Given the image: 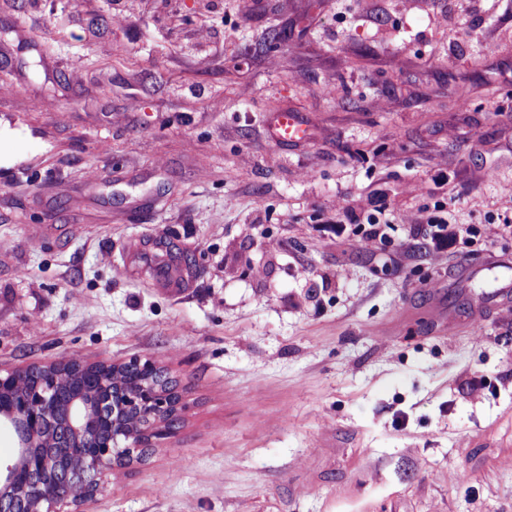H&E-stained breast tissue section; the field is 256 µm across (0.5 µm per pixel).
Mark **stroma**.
<instances>
[{"label":"stroma","instance_id":"35a3bbf8","mask_svg":"<svg viewBox=\"0 0 512 512\" xmlns=\"http://www.w3.org/2000/svg\"><path fill=\"white\" fill-rule=\"evenodd\" d=\"M446 4L0 0V372L186 405L77 512H512V13ZM270 112L275 117L274 138L280 144H295L308 138V127L295 114L281 112L273 107Z\"/></svg>","mask_w":512,"mask_h":512}]
</instances>
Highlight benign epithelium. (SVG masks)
Returning <instances> with one entry per match:
<instances>
[{
    "label": "benign epithelium",
    "instance_id": "obj_1",
    "mask_svg": "<svg viewBox=\"0 0 512 512\" xmlns=\"http://www.w3.org/2000/svg\"><path fill=\"white\" fill-rule=\"evenodd\" d=\"M65 368L75 375L86 365L62 360L50 365L25 369L36 378L35 388L16 399L9 408L0 406V423L8 425L14 434L17 455L0 464V512H65L71 501L46 502L42 498H27L14 491L15 478L26 471L34 476L46 475L62 484H84V498L103 491L102 476L116 466V451L126 449L125 462L134 460V452L145 447L144 439L130 432L119 419L133 411L154 415L158 419L170 412L178 415L185 405L172 400L158 389L143 388L112 404V390L101 396L94 391L88 397H76L68 404L59 403L56 394L55 371ZM58 422L55 440L63 444L62 452L37 453L33 450L39 431L45 425Z\"/></svg>",
    "mask_w": 512,
    "mask_h": 512
}]
</instances>
